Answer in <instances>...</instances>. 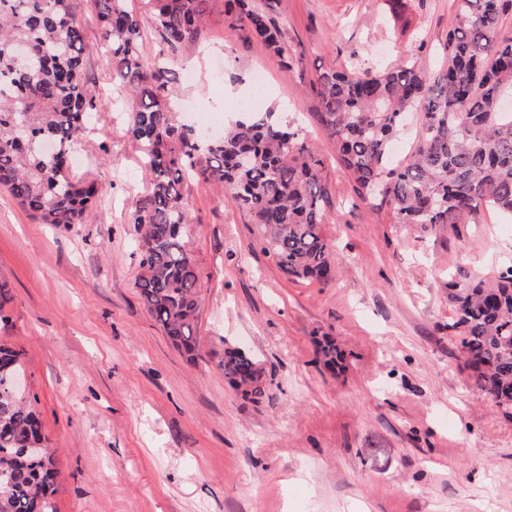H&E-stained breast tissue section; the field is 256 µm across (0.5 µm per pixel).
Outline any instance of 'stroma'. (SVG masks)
I'll return each mask as SVG.
<instances>
[{
	"label": "stroma",
	"mask_w": 512,
	"mask_h": 512,
	"mask_svg": "<svg viewBox=\"0 0 512 512\" xmlns=\"http://www.w3.org/2000/svg\"><path fill=\"white\" fill-rule=\"evenodd\" d=\"M255 2L271 6L302 65L228 31L224 0H209L173 65L175 116L199 132L207 113L232 121L264 73L263 108L285 113L324 160L335 278L288 280L251 215L188 180L183 235L203 305L187 360L135 288L130 216L147 183L126 133L134 104L113 86L110 59L88 53L90 87L114 103L76 148V171L102 186L90 223H40L0 191L12 297L0 340L20 352L55 450L56 512H512V417L475 393L448 334L449 281L512 264V220L485 208L464 224L393 223L381 199L357 197L311 90L329 69L412 59L436 72L455 0H406L399 17L387 0ZM233 346L264 371L259 401L224 377Z\"/></svg>",
	"instance_id": "35a3bbf8"
}]
</instances>
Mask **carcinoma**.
Listing matches in <instances>:
<instances>
[{
	"label": "carcinoma",
	"mask_w": 512,
	"mask_h": 512,
	"mask_svg": "<svg viewBox=\"0 0 512 512\" xmlns=\"http://www.w3.org/2000/svg\"><path fill=\"white\" fill-rule=\"evenodd\" d=\"M208 0H92L99 34L90 42L75 0H0V186L42 224H87L100 188L71 167L88 113L103 111L83 74L92 47L112 62V84L133 95L127 134L148 178L132 216L140 255L135 288L165 336L193 358L201 305L199 272L182 240L191 214L183 182L202 178L249 213L265 250L290 280L329 282L334 258L324 231L323 159L290 122L250 112L220 140L176 122L162 101L174 81L161 60L192 42ZM158 36L159 61L142 54L143 16ZM228 28L245 26L291 68L300 59L254 0H225ZM512 0H456L434 74L408 63L383 70H325L311 83L322 125L364 198L380 192L396 224H460L485 207L512 215ZM421 110L415 148L388 164L407 114ZM448 335L472 371L476 393L512 415V265L492 281L448 283ZM224 378L241 395L264 394L257 361L224 350ZM19 353L0 343V512H56L53 453L30 451L45 438L35 404L11 385Z\"/></svg>",
	"instance_id": "1"
}]
</instances>
